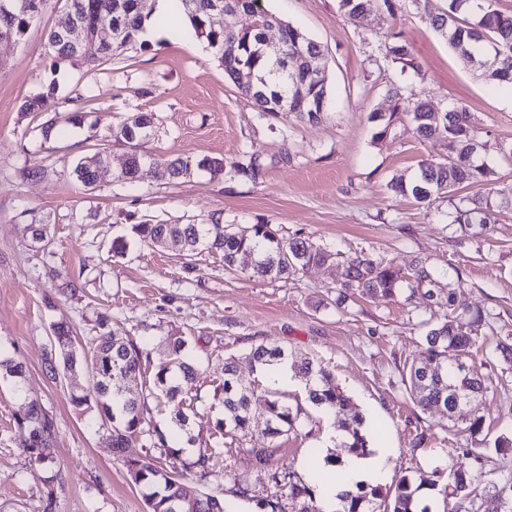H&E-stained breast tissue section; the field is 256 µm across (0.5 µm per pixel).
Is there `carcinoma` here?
Segmentation results:
<instances>
[{
	"instance_id": "1",
	"label": "carcinoma",
	"mask_w": 512,
	"mask_h": 512,
	"mask_svg": "<svg viewBox=\"0 0 512 512\" xmlns=\"http://www.w3.org/2000/svg\"><path fill=\"white\" fill-rule=\"evenodd\" d=\"M79 6L73 14L61 8L54 25L47 33V40L57 57L73 60L75 56L64 40L65 31L80 21L88 37L104 48L102 58H112L127 46L137 42L144 21L151 9L149 0H73ZM174 13L189 19L196 36L207 42L224 66V74L232 81L239 78L243 66L253 70L256 86L263 93L244 91L263 118L279 112V99L293 96L296 86L304 85L311 95L308 105L291 104L290 111L300 119L316 121L328 111L327 82L312 73L311 62L323 59L320 44L301 29L289 23L284 33L280 52L290 61V69L277 68L270 57L260 51L267 25L274 16L264 10L260 0H222L224 8L251 15L250 26L239 31H226L215 24L211 9L213 0H171ZM373 0H340V8L349 20H355L370 10ZM425 7L433 10V25L448 42L450 48L476 61L479 65L491 55L499 57L498 75L482 72L488 80L512 85V14L500 11L492 0H448L442 8L424 0ZM122 18L125 34L121 38L105 40L98 31L101 15ZM36 16L18 10L11 15L0 13V29L7 28L13 39H21ZM404 112L416 124L418 135L424 139H438L448 143V158L441 162L425 160L419 164V173L411 181L394 179L390 189L400 195H412L417 201L429 203L433 195L441 192L459 200L455 206L454 222L477 224L486 227L498 221L503 209L512 210V198L497 192L491 200L480 194L464 195L470 186L489 181L492 170L484 163L478 164L475 155L484 144L478 139L469 112L464 107H453V114L433 111L425 101L398 97L390 113L373 112L370 120L383 121L379 134L387 132L391 122ZM157 117L152 112H138L125 118L112 129V140L127 148L126 168L113 176L125 184L134 182L138 166L145 161L155 165L157 177L167 183L203 169L212 176L224 175V160L212 157L189 159L173 157L159 159L143 150V143L127 140L130 127L143 123L148 131L156 132ZM108 148L78 162L72 174L85 187L99 181V174L107 172ZM132 230L140 244L160 247L172 239L182 247L186 265L203 253L224 256L229 269L246 270L258 278L286 279L303 273L314 266L337 263L343 266L342 280L336 285V306L346 307L356 294L378 295L394 299L407 290L410 295L422 293L434 296L436 279L432 271L419 263L413 272L404 274L382 258L362 249L347 256L318 245L308 238L285 239L277 236L269 224H254L241 230L233 224L222 223L221 215L212 214L206 224H135ZM484 321L478 309L469 318L443 315L438 320L420 322L427 326L424 348L407 368L410 396L426 410L442 406L448 419L455 418L456 401L462 396L473 400L484 391L482 380L472 353L480 350L479 333ZM107 316L99 318L101 333L93 340L90 351L78 356L73 347L69 327L64 323L53 326V345L57 359H48L50 370L57 366L72 370L86 366L90 388L71 396L73 406L83 412H93L101 425L111 429L112 450L120 453L129 442L144 434L150 437L151 447L161 448L167 457L179 455L178 445H192V434L186 394L191 392L198 377L197 363L186 351V341L181 336H169L165 341L167 361L156 373L155 397L163 398L172 407L171 421L175 431L170 433L158 427L145 430L147 402L144 397L113 383L115 376H136L140 372L145 347L126 337L106 330ZM249 359L258 370L273 369L286 364L295 376L305 381L306 399L312 408L324 414H338L348 410L349 397L336 383L332 374L321 364L309 358H297L276 344H258L251 348ZM223 414L217 418L215 429L231 439L246 436L255 426V412L265 415L264 431L275 442L280 437L302 425L307 414L301 405L292 406L278 392L259 390L245 383L237 373L236 361L224 360V380L220 384ZM22 422L29 429L25 443L29 461L41 466L47 460L46 450L55 439V425L50 416L36 403L24 405ZM365 418L352 413L339 421L342 431L340 442L345 448L366 453L369 448ZM224 464V451L201 448L193 466L203 472ZM131 480L145 489L147 512H225L224 500L202 494L183 482L173 473L158 465L153 457L125 461ZM269 480L277 487L288 486L293 512H324L316 505L314 490L305 483L294 480L293 473L277 470L269 473ZM427 489L442 499L443 512L451 504L468 505L476 510L477 494L472 487V466L457 465L452 468L444 485L433 480L416 484L408 476L401 477L394 486L382 490L379 484H358L341 496L335 512H431L427 498L420 491Z\"/></svg>"
}]
</instances>
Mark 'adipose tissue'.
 I'll return each mask as SVG.
<instances>
[{"mask_svg":"<svg viewBox=\"0 0 512 512\" xmlns=\"http://www.w3.org/2000/svg\"><path fill=\"white\" fill-rule=\"evenodd\" d=\"M388 455L384 449H377L366 457L350 456L339 475L325 479L320 471H311L308 480L314 484L318 497L326 512H334L345 491L354 488L359 482H375L385 478L388 472Z\"/></svg>","mask_w":512,"mask_h":512,"instance_id":"adipose-tissue-1","label":"adipose tissue"}]
</instances>
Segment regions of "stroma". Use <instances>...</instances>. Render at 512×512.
I'll return each mask as SVG.
<instances>
[{
  "label": "stroma",
  "instance_id": "1",
  "mask_svg": "<svg viewBox=\"0 0 512 512\" xmlns=\"http://www.w3.org/2000/svg\"><path fill=\"white\" fill-rule=\"evenodd\" d=\"M262 5L321 44L329 84L321 121L288 112L260 117L206 42L191 26L174 23L170 0H152L150 38L109 60L92 50L73 62L55 58L46 33L60 0H44L23 38L0 45V355L25 370L18 384L0 376V512H147L123 459L155 457L158 449L142 437L115 455L107 430L70 403L72 392L88 387L87 372L54 374L44 361L55 322L71 323L74 347L83 353L99 332L101 312L109 315L110 330L146 345L140 374L125 385L147 397V421L163 429L171 426L169 407L150 393L166 358V337L186 338L199 367L197 446L182 450L175 467L186 483L223 499L227 512H257L254 499L236 495V480L256 497L275 490L267 472L251 465L249 449L272 447L274 467L301 477L335 426L312 409L277 444L257 426L225 454L223 467L193 468L200 447L224 443L214 423L222 411L225 358L235 357L243 380L266 388L248 359L261 343L314 359L335 376L352 411L365 417L371 447L389 449L386 484L404 475L428 482L448 474L466 448L481 456L484 480L512 478V459L493 449L497 437L512 434V375L495 351L496 327L512 324V212L479 232L447 222L453 209L447 197L428 205L394 194L392 178L414 175L421 161L446 158L448 148L420 138L405 116L382 136L369 119L371 112L390 111L397 92L437 110L465 107L486 145L479 159L492 169L489 187L496 192L512 188V158L503 154L512 146V99L449 48L421 0H376L356 22L345 18L339 0ZM395 33L411 44L415 65L389 54ZM42 94L49 97L45 110H24ZM76 112L81 120L74 123ZM136 112L158 116L147 151L162 159L217 157L226 166L223 176L196 171L167 184L146 168L132 187L112 181L84 187L72 174L75 163L106 144L113 171H120L125 150L110 132ZM49 123L54 130L46 140L40 129ZM246 150L260 165L253 178L231 170ZM33 167L47 168L48 176L25 178ZM214 213L243 230L268 224L278 236L306 237L344 254L371 250L405 272L422 259L443 285L464 280L456 312L482 308L491 325L475 358L483 395L453 421L442 409L413 402L406 365L423 347V320L443 314L432 301L364 296L340 309L334 300L341 267L274 281L225 270L223 257L210 254L188 272L178 250L130 238L134 224H204ZM35 224L46 225L49 248L33 239ZM119 237L129 245L116 256L111 247ZM31 400L58 430L49 450L54 462L45 471L31 469L23 448L27 430L18 417ZM476 415L483 426L473 435L468 426Z\"/></svg>",
  "mask_w": 512,
  "mask_h": 512
}]
</instances>
